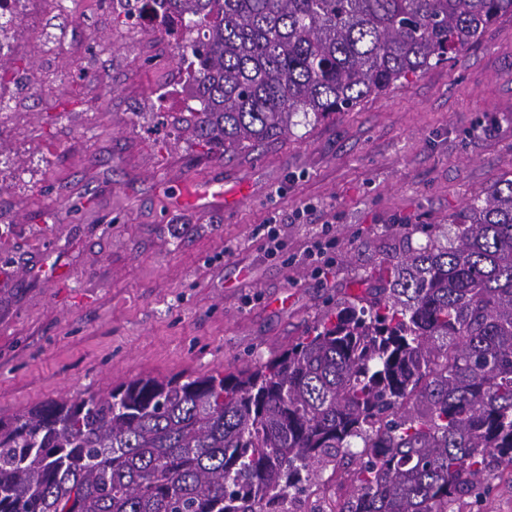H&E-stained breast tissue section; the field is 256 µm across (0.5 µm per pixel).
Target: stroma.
<instances>
[{
  "label": "stroma",
  "instance_id": "35a3bbf8",
  "mask_svg": "<svg viewBox=\"0 0 512 512\" xmlns=\"http://www.w3.org/2000/svg\"><path fill=\"white\" fill-rule=\"evenodd\" d=\"M112 0H22L0 89V417L139 377L274 358L371 274L512 179V17L354 110L206 154L186 65ZM220 178L233 206L173 207ZM277 221L282 249L265 250ZM323 259H310L315 245ZM457 512H512V473Z\"/></svg>",
  "mask_w": 512,
  "mask_h": 512
}]
</instances>
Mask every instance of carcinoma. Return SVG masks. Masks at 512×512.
I'll use <instances>...</instances> for the list:
<instances>
[{"instance_id":"obj_1","label":"carcinoma","mask_w":512,"mask_h":512,"mask_svg":"<svg viewBox=\"0 0 512 512\" xmlns=\"http://www.w3.org/2000/svg\"><path fill=\"white\" fill-rule=\"evenodd\" d=\"M176 15L186 131L232 153L444 63L512 0H143ZM389 263L279 357L136 378L0 418V512H277L336 476L338 512H453L512 470V179Z\"/></svg>"}]
</instances>
